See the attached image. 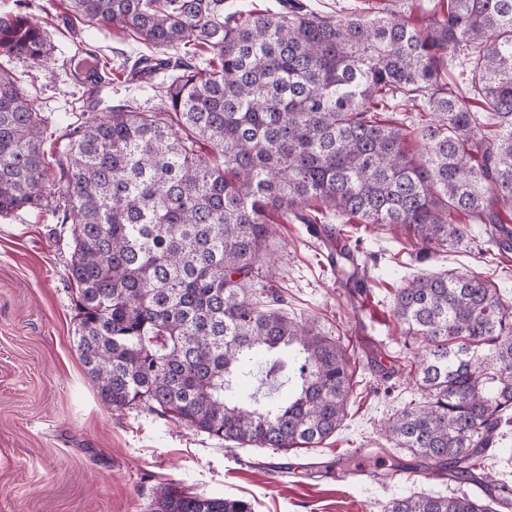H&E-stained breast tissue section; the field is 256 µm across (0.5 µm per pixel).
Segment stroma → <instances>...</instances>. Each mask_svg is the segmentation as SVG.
Instances as JSON below:
<instances>
[{
    "mask_svg": "<svg viewBox=\"0 0 512 512\" xmlns=\"http://www.w3.org/2000/svg\"><path fill=\"white\" fill-rule=\"evenodd\" d=\"M27 2L28 14L56 32L50 70L14 65L36 108L52 116L43 144L50 160L62 155L76 106L101 113L119 103L156 105L146 83L124 66L147 54L145 44L118 27L82 25L66 0ZM81 39L112 65L92 93L67 74ZM269 222L275 283L289 317L336 338L354 369L355 403L336 434L309 453L228 449L141 408H104L76 349L70 225L37 210L0 217V512H150L165 484L243 498L255 512H383L393 498L455 492V484L429 470L410 471L381 450L384 423L417 394L408 375L414 349L393 317L394 295L409 277L445 270L478 275L511 299L512 253L499 254L478 224L457 248L420 262L411 230L347 224L345 234L362 241L358 275L367 284L366 294L353 298L306 225L277 213ZM348 467L367 474L344 478Z\"/></svg>",
    "mask_w": 512,
    "mask_h": 512,
    "instance_id": "35a3bbf8",
    "label": "stroma"
}]
</instances>
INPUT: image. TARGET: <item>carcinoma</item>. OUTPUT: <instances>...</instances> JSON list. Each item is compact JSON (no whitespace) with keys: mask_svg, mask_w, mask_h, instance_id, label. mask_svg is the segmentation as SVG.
<instances>
[{"mask_svg":"<svg viewBox=\"0 0 512 512\" xmlns=\"http://www.w3.org/2000/svg\"><path fill=\"white\" fill-rule=\"evenodd\" d=\"M415 6L335 18L298 0H68L75 18L164 57L132 65L159 107L78 113L55 198L42 148L52 119L0 64V216L45 210L71 225L76 348L104 406L285 453L336 433L351 357L288 317L281 289L255 288L271 212L328 233L335 219L409 227L423 259L468 239L472 222L512 250V0L436 3L423 29L407 18ZM50 51L40 22L0 14L1 58L41 68ZM455 60L465 92L448 82ZM399 103L414 108L420 152L381 119ZM358 253L328 262L344 274ZM393 314L420 345V398L389 420L387 441L466 487L384 512H507L512 483L485 461L512 425V301L476 275L424 274L397 289ZM151 512L254 509L164 485Z\"/></svg>","mask_w":512,"mask_h":512,"instance_id":"cac0c4a2","label":"carcinoma"}]
</instances>
